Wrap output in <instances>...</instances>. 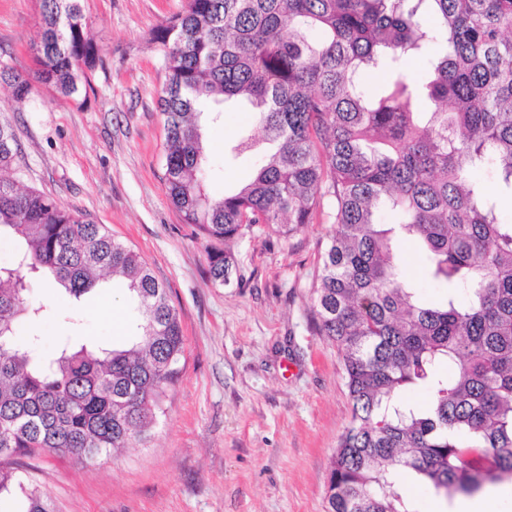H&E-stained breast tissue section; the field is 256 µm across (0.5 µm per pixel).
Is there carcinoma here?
<instances>
[{"label":"carcinoma","mask_w":512,"mask_h":512,"mask_svg":"<svg viewBox=\"0 0 512 512\" xmlns=\"http://www.w3.org/2000/svg\"><path fill=\"white\" fill-rule=\"evenodd\" d=\"M81 0H42L33 78L0 68L16 102L32 81L79 95L95 66ZM166 84L168 198L213 244L222 284L235 261L219 248L245 232L289 237L334 225L312 282L315 330L336 344L350 424L330 460L328 512H415L399 475L451 497L512 480V0H187L151 34ZM426 60L424 79L406 69ZM235 99L256 109L237 157L262 148L250 181L213 198L203 124ZM0 122V171L20 168ZM492 163L499 185L477 170ZM386 210L394 221L379 223ZM17 244L0 266V460L40 451L84 463L147 440L182 371L184 335L168 289L105 225L0 177V236ZM415 240L428 275L448 289L424 303L401 281L396 250ZM121 278L139 312L121 348L64 336L52 353L18 335L47 316L28 282L51 279L74 302ZM409 386L432 398L422 412ZM22 512H53L0 465V493Z\"/></svg>","instance_id":"obj_1"}]
</instances>
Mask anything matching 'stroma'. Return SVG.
I'll return each instance as SVG.
<instances>
[{"mask_svg":"<svg viewBox=\"0 0 512 512\" xmlns=\"http://www.w3.org/2000/svg\"><path fill=\"white\" fill-rule=\"evenodd\" d=\"M98 61L79 97L35 85L15 102L0 83V121L19 139L24 186L63 209L106 225L169 289L185 336V361L164 412L142 446L81 464L67 456L21 454L9 464L31 473L54 512H326L329 462L351 418L342 357L319 336L311 279L333 225L314 222L284 238L248 234L229 246L243 287L214 282L208 242L184 224L165 185L166 80L151 34L186 0H82ZM42 0H0V65L26 74L38 41ZM253 114L229 101L208 128L214 197L247 181L256 159L225 155ZM403 277L422 300L446 290L430 279L413 242L398 245ZM28 299L47 306L36 329L52 352L76 334L125 343L136 316L126 287L104 283L73 304L46 280Z\"/></svg>","mask_w":512,"mask_h":512,"instance_id":"stroma-1","label":"stroma"}]
</instances>
